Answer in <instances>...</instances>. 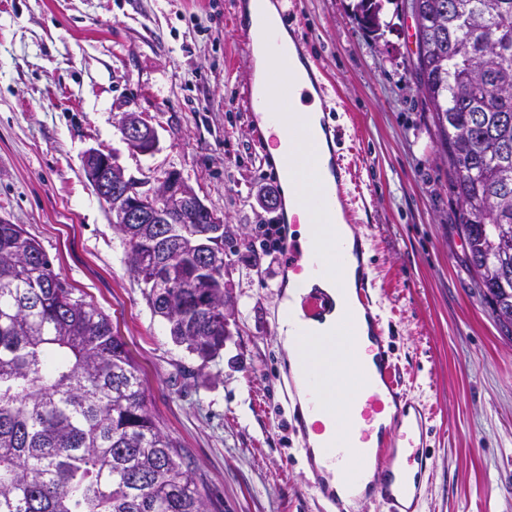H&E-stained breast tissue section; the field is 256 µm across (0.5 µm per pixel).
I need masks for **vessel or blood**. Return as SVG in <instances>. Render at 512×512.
Here are the masks:
<instances>
[{
    "instance_id": "vessel-or-blood-1",
    "label": "vessel or blood",
    "mask_w": 512,
    "mask_h": 512,
    "mask_svg": "<svg viewBox=\"0 0 512 512\" xmlns=\"http://www.w3.org/2000/svg\"><path fill=\"white\" fill-rule=\"evenodd\" d=\"M297 61H309L305 44L299 39L293 40L278 59L264 86L251 81L246 84L244 104L257 142L266 140L264 121L268 118L278 124L281 137L291 143H305L311 134L308 126H288L287 111L294 102L312 103L313 90L322 87L318 71L312 69L308 72L311 89L298 90L293 77V64ZM327 175L334 180L337 197H344L352 174L340 153L334 151L327 157L311 154L302 171L303 179L318 185ZM367 252V241L361 237L351 252L315 236L304 242L292 237L285 245L281 263L296 282H303L310 265L321 275L340 282L347 275H354L353 305L364 310L368 318V338L360 340L354 322L347 318L338 322L336 335L351 350L354 362H361L364 353L370 351L375 365L374 374L364 377L366 396L349 403L324 399L318 392L321 378H340L346 363L330 351L328 337L303 335V352L316 373L308 378L314 396L307 415L298 417L297 430L305 443H317L323 450L327 468L318 473L316 489L329 504L330 512H353L351 503L358 497L365 501L381 499L388 512H416L421 483L409 479L408 473L427 468V461L418 450L434 414L411 397L391 356L390 329L373 309L372 293L377 281L365 261ZM334 309V301L317 290L302 301V310L310 319L324 320ZM369 468L374 469L375 477L370 483H362L361 475ZM340 485L346 488V495L337 493Z\"/></svg>"
}]
</instances>
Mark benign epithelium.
Instances as JSON below:
<instances>
[{"label": "benign epithelium", "mask_w": 512, "mask_h": 512, "mask_svg": "<svg viewBox=\"0 0 512 512\" xmlns=\"http://www.w3.org/2000/svg\"><path fill=\"white\" fill-rule=\"evenodd\" d=\"M122 127L124 142L131 151L143 155L159 151L157 131L139 114H125ZM84 169L96 194L108 204L109 212L118 223L160 225L162 235L152 240L141 237L137 229H131L135 240L152 254L147 269L151 281L173 283L178 259L170 246L183 241L181 225L174 222L173 217L186 209L206 216L191 239L199 267L204 272H216L223 265L224 254L218 247L224 237L223 217L214 213L178 172L170 170L162 178L152 173L141 178L128 176L111 155L96 149L85 153Z\"/></svg>", "instance_id": "obj_1"}]
</instances>
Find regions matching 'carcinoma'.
I'll return each mask as SVG.
<instances>
[{"mask_svg":"<svg viewBox=\"0 0 512 512\" xmlns=\"http://www.w3.org/2000/svg\"><path fill=\"white\" fill-rule=\"evenodd\" d=\"M415 13L411 71L448 160L453 218L481 303L512 336V0H356L372 32L384 6ZM133 273L147 254L116 224ZM173 341L224 350L222 288L139 279ZM205 298L213 312L189 316ZM209 496L148 408L109 317L74 296L39 242L0 224V512H210Z\"/></svg>","mask_w":512,"mask_h":512,"instance_id":"obj_1","label":"carcinoma"}]
</instances>
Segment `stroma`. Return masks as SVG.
<instances>
[{"mask_svg":"<svg viewBox=\"0 0 512 512\" xmlns=\"http://www.w3.org/2000/svg\"><path fill=\"white\" fill-rule=\"evenodd\" d=\"M354 0H295L291 18L325 74L331 124L372 216L377 308L416 402L435 414L417 512H512V339L480 303L453 222L448 165L408 67L410 16L377 33ZM233 0H0V219L109 316L148 407L218 512H323L307 483L285 382L280 262L255 227L282 221V189L241 103L246 58ZM137 112L159 136L131 152ZM95 148L127 174L174 169L224 216L231 335L208 364L176 346L128 264L107 204L83 171ZM124 142L128 148L143 155H152L159 151L157 131L135 112L126 113L122 118Z\"/></svg>","mask_w":512,"mask_h":512,"instance_id":"obj_1","label":"stroma"}]
</instances>
